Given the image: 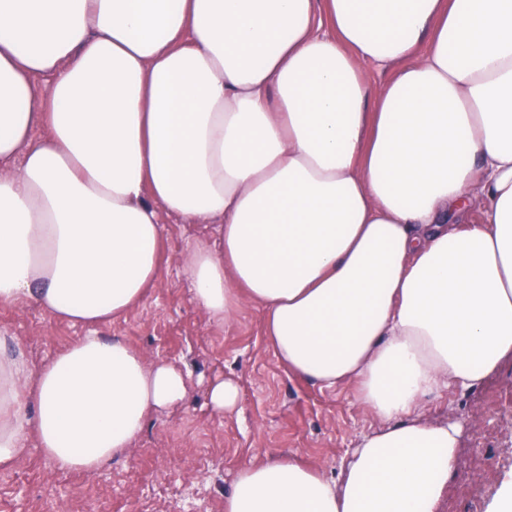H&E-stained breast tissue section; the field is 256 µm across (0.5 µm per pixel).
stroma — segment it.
<instances>
[{
    "instance_id": "1",
    "label": "stroma",
    "mask_w": 512,
    "mask_h": 512,
    "mask_svg": "<svg viewBox=\"0 0 512 512\" xmlns=\"http://www.w3.org/2000/svg\"><path fill=\"white\" fill-rule=\"evenodd\" d=\"M170 262L151 296L103 332L120 336L151 363L190 373L184 402L152 416L128 453L93 473H63L31 448L12 469H0V512H224V497L242 464L271 453L297 456L326 475L338 473L377 421L352 389H323L288 375L261 332V311L242 302L216 324L193 301L184 260L209 242L202 224L161 215ZM0 331L16 337L35 361L86 335L84 327L50 322L33 310H0ZM217 378L235 380L241 400L221 416L206 406ZM423 416L462 430L457 474L439 512H493L512 481V360L484 387L429 401Z\"/></svg>"
}]
</instances>
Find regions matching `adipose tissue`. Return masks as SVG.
<instances>
[{
    "instance_id": "ef3b65f1",
    "label": "adipose tissue",
    "mask_w": 512,
    "mask_h": 512,
    "mask_svg": "<svg viewBox=\"0 0 512 512\" xmlns=\"http://www.w3.org/2000/svg\"><path fill=\"white\" fill-rule=\"evenodd\" d=\"M387 72L373 81L364 64ZM216 323L262 312L289 375L378 420L337 476L241 465L224 512H437L461 429L422 405L512 359V0H0V467L125 456L187 373L98 334L170 257ZM92 329L52 323L34 310H0V331L15 336L37 362L48 359L59 348Z\"/></svg>"
}]
</instances>
